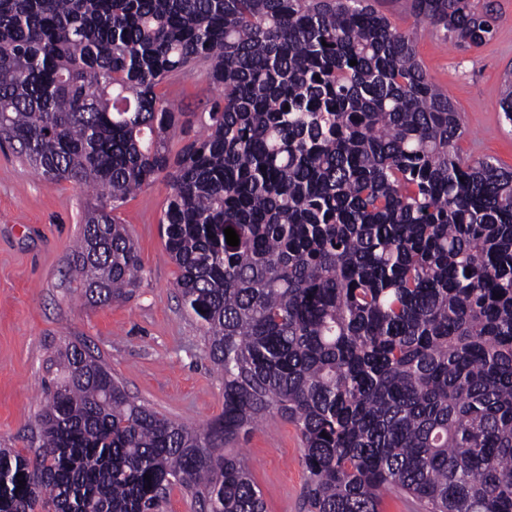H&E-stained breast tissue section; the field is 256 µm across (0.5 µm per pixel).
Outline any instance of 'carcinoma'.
Returning a JSON list of instances; mask_svg holds the SVG:
<instances>
[{"label": "carcinoma", "mask_w": 512, "mask_h": 512, "mask_svg": "<svg viewBox=\"0 0 512 512\" xmlns=\"http://www.w3.org/2000/svg\"><path fill=\"white\" fill-rule=\"evenodd\" d=\"M408 8L466 49L498 19ZM197 66L224 97L173 155L196 113L158 89ZM501 111L512 126L511 71ZM463 135L372 0H0V138L94 196L76 289L133 295L116 211L167 173L165 250L224 380L222 414L190 427L68 342L33 456L0 448V512H162L175 488L196 512H264L231 446L276 416L302 446V512H381L387 492L512 512V171L461 156Z\"/></svg>", "instance_id": "obj_1"}]
</instances>
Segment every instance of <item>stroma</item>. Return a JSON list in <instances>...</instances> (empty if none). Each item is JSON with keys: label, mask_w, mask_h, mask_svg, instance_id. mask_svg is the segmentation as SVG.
I'll return each mask as SVG.
<instances>
[{"label": "stroma", "mask_w": 512, "mask_h": 512, "mask_svg": "<svg viewBox=\"0 0 512 512\" xmlns=\"http://www.w3.org/2000/svg\"><path fill=\"white\" fill-rule=\"evenodd\" d=\"M374 5L413 36L428 75L460 113L467 130L461 153L512 168V128L500 108L504 73L512 69V0H493L498 22L476 50L417 24L405 0ZM166 91L197 113L219 97L199 70ZM169 194L162 175L118 210L137 244L142 280L130 299L92 307L69 280L71 248L90 197L72 183L44 180L0 144V448L29 453L50 357L76 339L101 356L132 396L167 417L195 426L222 412L224 382L204 357L201 327L181 304L179 270L164 248L160 220ZM236 448L265 512H301L305 472L293 425L269 419Z\"/></svg>", "instance_id": "35a3bbf8"}]
</instances>
